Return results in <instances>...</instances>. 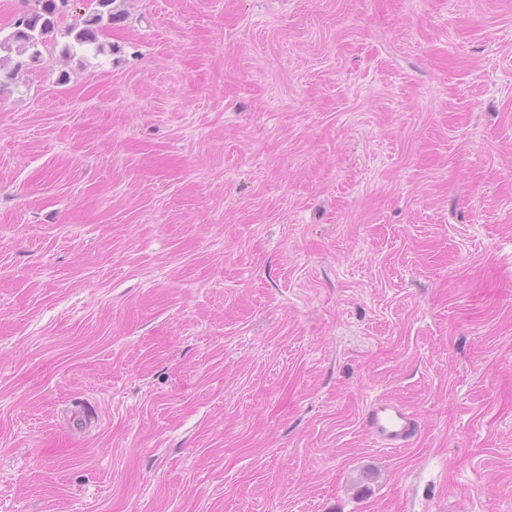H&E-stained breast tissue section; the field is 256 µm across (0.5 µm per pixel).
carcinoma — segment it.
<instances>
[{"mask_svg":"<svg viewBox=\"0 0 512 512\" xmlns=\"http://www.w3.org/2000/svg\"><path fill=\"white\" fill-rule=\"evenodd\" d=\"M69 0H25L26 9L17 17L13 30L0 38V52L20 57L7 78L14 79L23 67L22 57L34 62L41 55L40 47L46 45L62 17ZM127 0H86L84 15L66 27L61 52L72 56L79 52H106L100 36L127 18Z\"/></svg>","mask_w":512,"mask_h":512,"instance_id":"1","label":"carcinoma"}]
</instances>
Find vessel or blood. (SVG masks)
Listing matches in <instances>:
<instances>
[{
    "label": "vessel or blood",
    "mask_w": 512,
    "mask_h": 512,
    "mask_svg": "<svg viewBox=\"0 0 512 512\" xmlns=\"http://www.w3.org/2000/svg\"><path fill=\"white\" fill-rule=\"evenodd\" d=\"M363 424L378 446L400 450L411 447L420 434L417 415L403 403L378 399L363 414Z\"/></svg>",
    "instance_id": "b4317fda"
}]
</instances>
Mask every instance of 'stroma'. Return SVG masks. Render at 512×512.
I'll return each mask as SVG.
<instances>
[{"label":"stroma","instance_id":"stroma-1","mask_svg":"<svg viewBox=\"0 0 512 512\" xmlns=\"http://www.w3.org/2000/svg\"><path fill=\"white\" fill-rule=\"evenodd\" d=\"M128 10L0 62V512H512V0ZM127 0H86L84 15L66 27L61 52L66 56L78 52L104 54L106 46L100 44V36L112 26L127 18ZM363 424L378 446L390 450L410 448L420 434L417 415L390 399L371 402L363 414Z\"/></svg>","mask_w":512,"mask_h":512}]
</instances>
